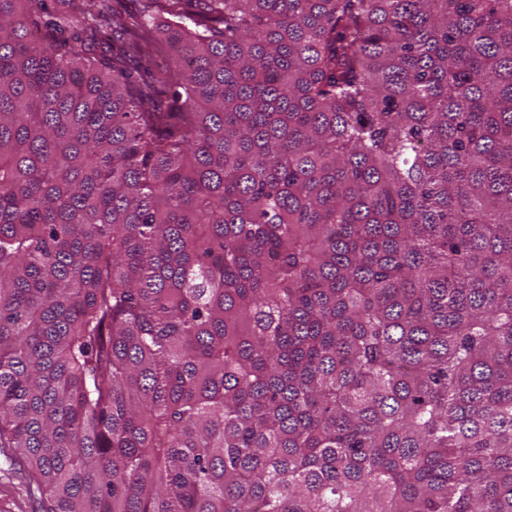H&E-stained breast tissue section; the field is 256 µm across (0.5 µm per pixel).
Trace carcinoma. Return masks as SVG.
I'll return each instance as SVG.
<instances>
[{"label":"carcinoma","instance_id":"obj_1","mask_svg":"<svg viewBox=\"0 0 512 512\" xmlns=\"http://www.w3.org/2000/svg\"><path fill=\"white\" fill-rule=\"evenodd\" d=\"M70 2L0 0L46 512H512V0Z\"/></svg>","mask_w":512,"mask_h":512}]
</instances>
